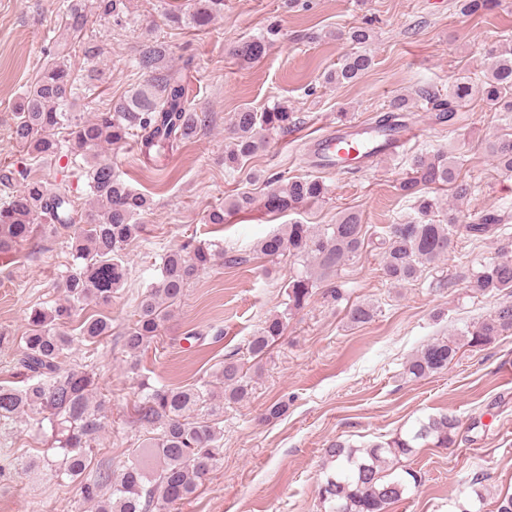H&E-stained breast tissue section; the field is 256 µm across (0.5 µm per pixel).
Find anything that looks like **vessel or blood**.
<instances>
[{
    "label": "vessel or blood",
    "mask_w": 512,
    "mask_h": 512,
    "mask_svg": "<svg viewBox=\"0 0 512 512\" xmlns=\"http://www.w3.org/2000/svg\"><path fill=\"white\" fill-rule=\"evenodd\" d=\"M412 136L409 130L384 135L374 130L358 133L352 126H339L312 141L311 156L323 169L333 168L340 161H372L392 154Z\"/></svg>",
    "instance_id": "vessel-or-blood-1"
}]
</instances>
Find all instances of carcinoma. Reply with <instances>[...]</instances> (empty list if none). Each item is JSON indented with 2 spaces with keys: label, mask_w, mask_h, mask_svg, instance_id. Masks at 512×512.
<instances>
[{
  "label": "carcinoma",
  "mask_w": 512,
  "mask_h": 512,
  "mask_svg": "<svg viewBox=\"0 0 512 512\" xmlns=\"http://www.w3.org/2000/svg\"><path fill=\"white\" fill-rule=\"evenodd\" d=\"M121 0H73L65 15V30L72 42L56 47L51 63L46 65L34 85L24 92L13 112L12 135L16 143L34 158L52 159L68 144L71 155L90 149L120 144L140 131L144 148H165L181 138L197 132L202 122L188 105L187 88L182 74L163 65L166 49L155 41L144 42L135 57L134 70L145 82L132 87L112 101L110 108L90 118H78L66 107L85 88L100 80L92 69L76 76L67 65L69 51L79 49L87 58L101 55L100 46L85 36L88 7L100 15L119 14ZM224 10V0H194L191 10L172 16L176 24L195 28L207 26ZM266 40L257 39L238 45L235 54L253 62L263 57ZM372 65L366 54H351L342 65L324 75L327 84H349L359 79ZM481 93L489 103L504 112H512V50L494 49L489 53L485 79L479 88L460 79L448 95L425 90L421 98L448 119L458 104ZM406 99L392 101L388 111L377 116L374 127L383 131L404 126ZM293 120L284 107L257 112L243 107L235 114L224 150V167L230 171L243 168L246 160L266 144L262 132L285 130ZM67 129L61 141L56 131ZM489 149L500 171L512 173V134L497 138ZM458 161L451 151L414 159L411 172L398 186L401 195L412 202L420 215L418 222L392 224L378 243L382 250L383 273L394 283H411L424 268L443 260L454 237L463 230L470 237L485 239L503 230L504 216L485 213L468 224H459L453 211H448L444 224L426 222L436 209L430 189L450 185L458 198L466 196L469 185L458 181ZM94 204L85 215L84 226L73 233L71 251L84 265L70 271L62 284L64 303L49 311L33 309L22 337L23 347L17 358V374L24 386L15 388L0 384V425L29 414L51 416L50 447L59 449L62 458L55 471L61 477L81 484L83 498L97 505V512H159L193 496L202 482L223 458L222 431L219 427L224 406L238 404L249 395V381L242 357L229 355L219 374L224 397L216 403L210 383L199 386L150 388L137 409V422L147 430L142 446L128 454V460L114 474L109 467L88 472L89 452L105 429L107 415L104 404L91 409L94 375L83 367L62 370L60 359L72 344L63 330L79 306H107L112 294L126 280L127 270L119 260L120 252L142 232L138 216L150 209L152 199L130 189L112 173V166L100 159L88 169ZM326 187L317 178H299L272 187L264 197L263 207L269 213L296 210L325 198ZM78 219L74 201L69 196L52 193L39 179L23 177V187L0 198V254L15 253L33 242L38 233L59 234L72 228ZM367 230L354 212H346L334 224L316 230L308 224H288L264 238L261 254L271 260L285 255L313 265L309 270L290 277L287 284V314L268 318L249 341L247 354L255 359L263 356L271 343L282 336L286 315L304 308L318 280L346 262L358 257L365 247ZM224 263L244 262L239 255L226 256L213 244L185 241L165 257L162 280L143 295L135 318L124 333L125 347L133 354L156 338L162 324L177 304L188 284L208 269L217 257ZM469 288L479 295L503 296L494 311L466 330L459 339L437 338L418 350L405 366L412 379H421L448 369L459 350L467 346L477 349L512 331V260H502L472 274ZM348 319L355 325L369 322L374 309L366 303L348 307ZM112 333V322L106 316H91L81 324L80 336L95 343ZM458 419L439 413L421 421L411 430L387 439L354 446L336 440L326 448L330 470L320 487L322 502L330 512H387L418 483L415 473H387L390 464L411 456L424 446L446 448L455 443ZM110 494L104 498L103 490Z\"/></svg>",
  "instance_id": "carcinoma-1"
}]
</instances>
